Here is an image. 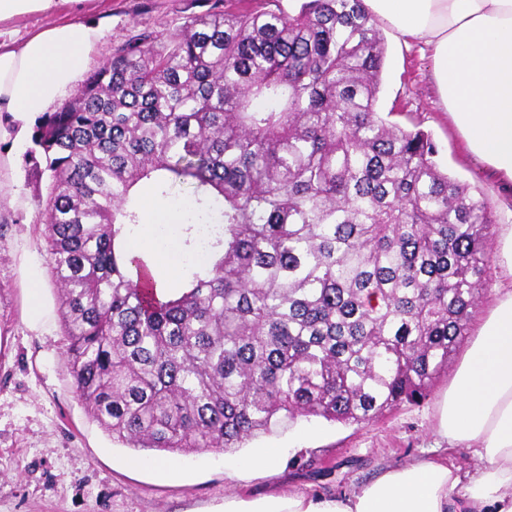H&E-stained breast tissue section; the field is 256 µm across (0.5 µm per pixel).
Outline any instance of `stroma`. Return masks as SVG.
<instances>
[{
    "instance_id": "obj_1",
    "label": "stroma",
    "mask_w": 512,
    "mask_h": 512,
    "mask_svg": "<svg viewBox=\"0 0 512 512\" xmlns=\"http://www.w3.org/2000/svg\"><path fill=\"white\" fill-rule=\"evenodd\" d=\"M215 0H89L53 15L0 24L27 35L60 22L93 18L101 36L85 70L108 64L113 50L138 30L178 32L187 17L212 10ZM388 51L377 108L392 122L431 134L437 161L475 186L498 223L512 225V196L491 169L468 153L442 103L427 51L382 26ZM37 118L0 127V512H224V500L256 501L290 493H349L382 471L437 448L461 471L477 462L465 448L438 447L436 403L452 370L440 372L425 399L404 403L365 424L300 417L234 452L175 455L176 472L159 478L160 455L112 440L87 413L67 370L57 289L50 276L42 212L49 180L32 133ZM41 313L31 318L32 301ZM275 448L270 470L247 459Z\"/></svg>"
}]
</instances>
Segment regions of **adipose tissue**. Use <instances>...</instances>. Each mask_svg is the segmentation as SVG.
Here are the masks:
<instances>
[{"instance_id": "1", "label": "adipose tissue", "mask_w": 512, "mask_h": 512, "mask_svg": "<svg viewBox=\"0 0 512 512\" xmlns=\"http://www.w3.org/2000/svg\"><path fill=\"white\" fill-rule=\"evenodd\" d=\"M401 35L418 40L470 153L512 186V0H364ZM99 24H55L18 39L0 31V121L42 113L77 93ZM186 204L151 205L123 243L153 279L177 286L184 267L202 263L186 241ZM438 406L439 437L467 448L480 466L460 474L425 455L336 497H288L224 512H512V286L501 285Z\"/></svg>"}]
</instances>
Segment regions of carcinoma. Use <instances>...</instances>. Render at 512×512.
Returning <instances> with one entry per match:
<instances>
[{"mask_svg": "<svg viewBox=\"0 0 512 512\" xmlns=\"http://www.w3.org/2000/svg\"><path fill=\"white\" fill-rule=\"evenodd\" d=\"M363 0H268L132 35L33 143L75 392L112 439L233 452L299 416L426 397L491 281L489 201L377 111ZM190 191L213 262L165 300L119 241L135 186Z\"/></svg>", "mask_w": 512, "mask_h": 512, "instance_id": "obj_1", "label": "carcinoma"}]
</instances>
